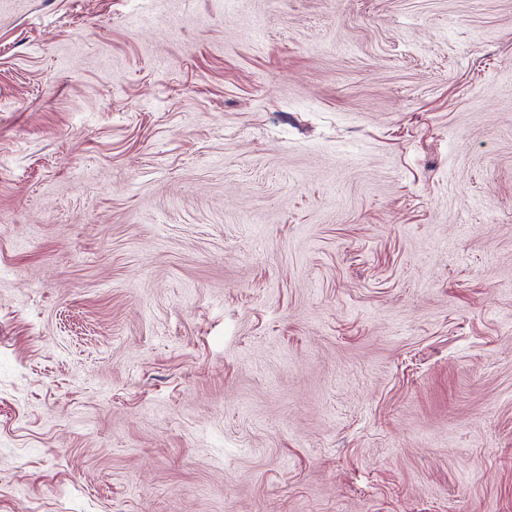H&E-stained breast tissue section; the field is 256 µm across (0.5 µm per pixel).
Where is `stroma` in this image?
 Segmentation results:
<instances>
[{
  "label": "stroma",
  "instance_id": "stroma-1",
  "mask_svg": "<svg viewBox=\"0 0 512 512\" xmlns=\"http://www.w3.org/2000/svg\"><path fill=\"white\" fill-rule=\"evenodd\" d=\"M0 512H512V0H0Z\"/></svg>",
  "mask_w": 512,
  "mask_h": 512
}]
</instances>
